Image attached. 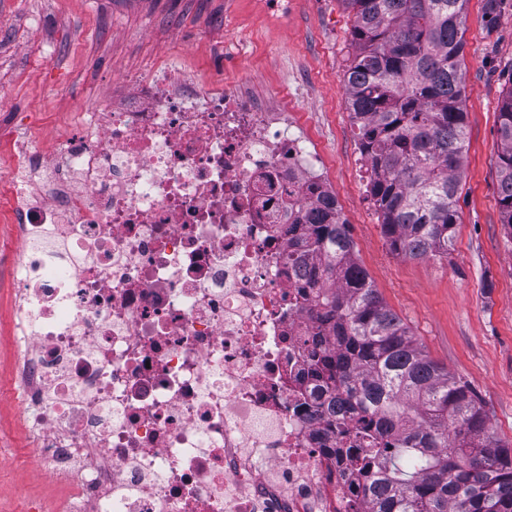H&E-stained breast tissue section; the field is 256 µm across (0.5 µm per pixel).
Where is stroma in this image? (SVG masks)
<instances>
[{"instance_id": "35a3bbf8", "label": "stroma", "mask_w": 512, "mask_h": 512, "mask_svg": "<svg viewBox=\"0 0 512 512\" xmlns=\"http://www.w3.org/2000/svg\"><path fill=\"white\" fill-rule=\"evenodd\" d=\"M468 0L464 39L466 142L453 249L392 251L369 193L344 76L354 16L342 0H0V137L34 127L45 147L80 112L111 99L120 78L164 66L172 80L285 104L321 148L358 262L426 354L485 404L512 446V237L498 203V116L512 88V0L487 26ZM13 346L0 332V512L27 494L57 501L37 468L9 384Z\"/></svg>"}]
</instances>
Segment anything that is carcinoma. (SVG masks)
<instances>
[{"mask_svg": "<svg viewBox=\"0 0 512 512\" xmlns=\"http://www.w3.org/2000/svg\"><path fill=\"white\" fill-rule=\"evenodd\" d=\"M354 12L345 74L370 193L391 248L448 253L464 174L467 0H343ZM498 196L512 236V88L499 110ZM319 262L309 302L336 351L319 361L328 412L373 470L369 512H512V449L493 437L484 405L439 367L373 288L333 209L309 213Z\"/></svg>", "mask_w": 512, "mask_h": 512, "instance_id": "obj_1", "label": "carcinoma"}]
</instances>
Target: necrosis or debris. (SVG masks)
Segmentation results:
<instances>
[{
    "mask_svg": "<svg viewBox=\"0 0 512 512\" xmlns=\"http://www.w3.org/2000/svg\"><path fill=\"white\" fill-rule=\"evenodd\" d=\"M284 106L136 80L0 173L15 381L61 512H368L288 261L328 193Z\"/></svg>",
    "mask_w": 512,
    "mask_h": 512,
    "instance_id": "necrosis-or-debris-1",
    "label": "necrosis or debris"
}]
</instances>
